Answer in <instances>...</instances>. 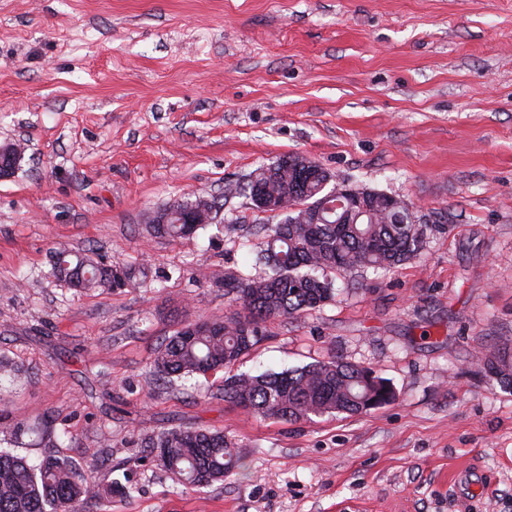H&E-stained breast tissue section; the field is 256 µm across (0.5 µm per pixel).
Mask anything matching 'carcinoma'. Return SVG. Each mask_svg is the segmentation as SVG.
I'll return each mask as SVG.
<instances>
[{"instance_id":"1","label":"carcinoma","mask_w":512,"mask_h":512,"mask_svg":"<svg viewBox=\"0 0 512 512\" xmlns=\"http://www.w3.org/2000/svg\"><path fill=\"white\" fill-rule=\"evenodd\" d=\"M299 156L285 155L252 171L240 191L276 200L283 209L276 224H264V245L255 252L261 274L224 279L225 294L241 310L223 322H204L191 330L183 323L163 339L154 353L158 380L205 376L234 365L261 339V324L315 310L335 295L336 273L372 267L391 270L404 265L422 247L428 225L416 224L410 204L400 208L406 223L394 220L393 196L364 189L369 215L338 224L309 223V211L322 205L321 181L334 177L319 163L298 169ZM165 223L146 225L155 237L183 238L205 224H183L176 211L163 212ZM52 274L75 288L95 289L112 284L114 276L88 256L62 250L56 253ZM482 369L512 389V347L502 346L478 359ZM224 402L251 413L286 422L337 413L350 416L369 411L373 402H392L390 382L368 367L332 359L281 373L231 375L220 388ZM30 429L3 421L0 445L12 444ZM146 447L162 451L160 465L172 478L191 487H207L224 480L232 468L234 439L222 431L173 427L149 439ZM130 495L114 484L103 491L94 470L47 456L37 464L0 450V512H88L103 494Z\"/></svg>"}]
</instances>
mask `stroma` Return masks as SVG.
Listing matches in <instances>:
<instances>
[{
  "instance_id": "stroma-1",
  "label": "stroma",
  "mask_w": 512,
  "mask_h": 512,
  "mask_svg": "<svg viewBox=\"0 0 512 512\" xmlns=\"http://www.w3.org/2000/svg\"><path fill=\"white\" fill-rule=\"evenodd\" d=\"M0 418L43 424L12 454L95 467L93 512H512V391L478 354L512 346V0H0ZM305 155L410 203L431 225L393 271L342 272L318 310L263 326L233 373L339 359L393 403L297 422L224 402L222 374L155 383L184 321L237 306L213 274L253 275L268 215L234 193ZM192 193L215 224L148 234ZM143 268L76 290L55 251ZM175 426L233 437L239 463L178 484L144 444ZM26 147L24 143L17 142L7 151L5 146L0 148V179L9 178L24 158Z\"/></svg>"
}]
</instances>
